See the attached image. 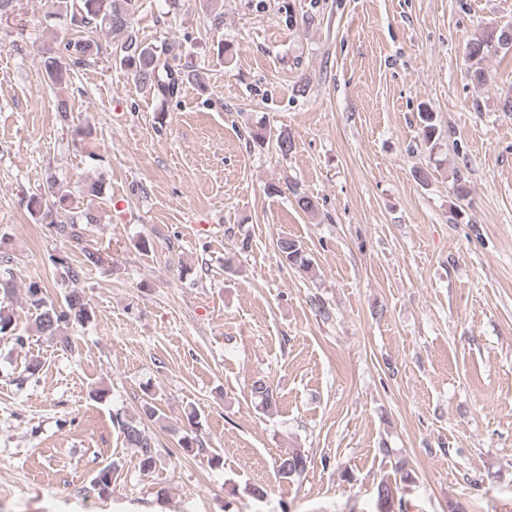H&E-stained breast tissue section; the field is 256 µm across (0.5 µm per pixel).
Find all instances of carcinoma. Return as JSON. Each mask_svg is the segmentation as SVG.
<instances>
[{
  "mask_svg": "<svg viewBox=\"0 0 512 512\" xmlns=\"http://www.w3.org/2000/svg\"><path fill=\"white\" fill-rule=\"evenodd\" d=\"M54 16L65 20L68 34L63 36L57 51L45 62V74L53 85H60L70 78L76 69L88 66L104 54L105 47L100 36H105L115 45V67L122 70L133 82L164 101L180 94L183 87L192 84L205 89L199 70L191 63H179L172 43L156 46L145 43L133 34L132 23L138 10V0H56ZM512 53V25L489 27L466 43L465 57L468 73L479 84H486L489 73L485 67L488 58L499 54ZM420 135L425 144L435 148L440 138L436 114L428 110L419 113ZM56 205L65 211L64 219L54 221L51 227L55 233L76 243L82 242L78 231L80 224L100 223L99 207H88L75 215L68 214L71 200L70 191L63 185H55ZM280 258L303 272L315 275L314 261L307 256L299 241L284 235L277 240ZM82 260L76 264L59 263L56 277L70 286L64 296V304L55 305L47 297L45 283L31 280L26 286L28 306L35 311L32 321L38 336L59 338L70 345L64 331L73 325H84L92 318L91 306L86 295L76 288L92 267L104 263L102 254L88 246L81 248ZM253 394L261 399L264 407L275 403L272 388L258 380L253 384ZM156 407L146 400L141 412L134 415H117L114 418L125 443L140 451V466L150 470L156 465L155 451L142 427L143 417L152 418ZM281 477L288 479L302 474L307 468V457L299 450L282 454L275 461ZM118 470L112 462L101 468L92 480V486L99 494L108 493L112 479Z\"/></svg>",
  "mask_w": 512,
  "mask_h": 512,
  "instance_id": "1",
  "label": "carcinoma"
}]
</instances>
